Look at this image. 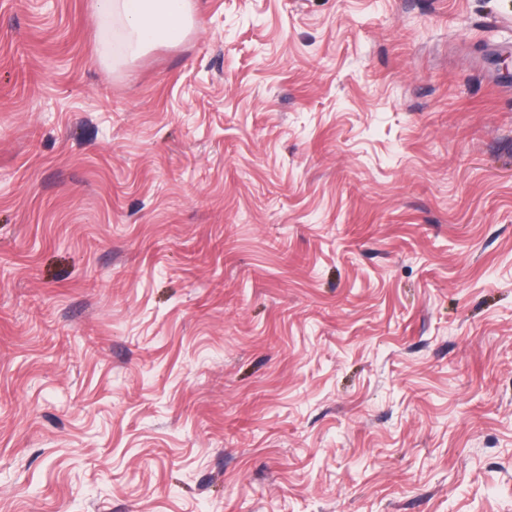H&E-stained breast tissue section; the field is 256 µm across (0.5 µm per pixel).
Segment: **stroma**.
Here are the masks:
<instances>
[{"instance_id":"stroma-1","label":"stroma","mask_w":512,"mask_h":512,"mask_svg":"<svg viewBox=\"0 0 512 512\" xmlns=\"http://www.w3.org/2000/svg\"><path fill=\"white\" fill-rule=\"evenodd\" d=\"M512 0H0V512H512ZM192 0H95L98 17L117 20L132 50L177 42L186 33Z\"/></svg>"}]
</instances>
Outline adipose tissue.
I'll return each instance as SVG.
<instances>
[{
  "mask_svg": "<svg viewBox=\"0 0 512 512\" xmlns=\"http://www.w3.org/2000/svg\"><path fill=\"white\" fill-rule=\"evenodd\" d=\"M98 16L118 21L131 49L176 42L186 33L191 0H95Z\"/></svg>",
  "mask_w": 512,
  "mask_h": 512,
  "instance_id": "1",
  "label": "adipose tissue"
}]
</instances>
